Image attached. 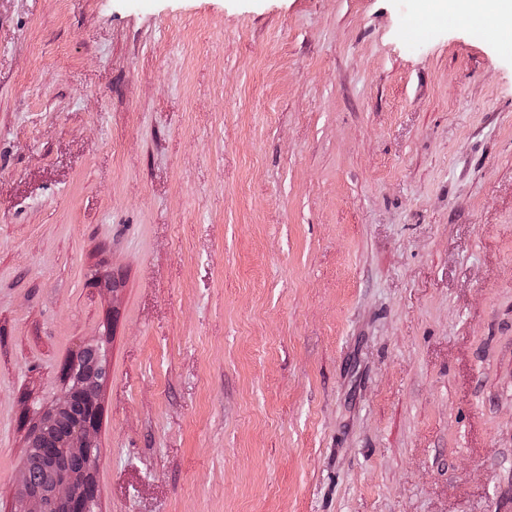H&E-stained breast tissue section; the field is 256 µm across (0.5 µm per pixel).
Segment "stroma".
Masks as SVG:
<instances>
[{"label": "stroma", "instance_id": "stroma-1", "mask_svg": "<svg viewBox=\"0 0 512 512\" xmlns=\"http://www.w3.org/2000/svg\"><path fill=\"white\" fill-rule=\"evenodd\" d=\"M436 0H0V512L100 342L96 512H512V46Z\"/></svg>", "mask_w": 512, "mask_h": 512}]
</instances>
